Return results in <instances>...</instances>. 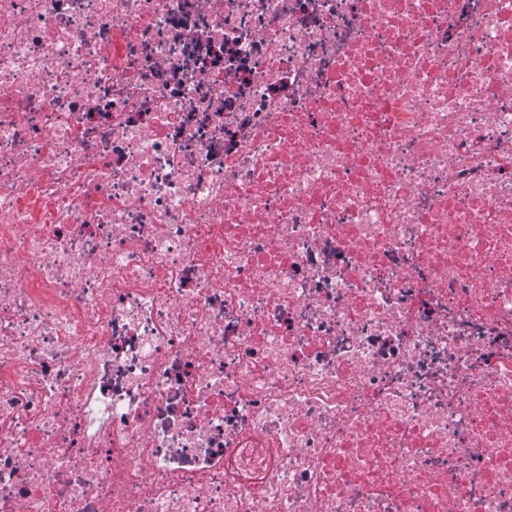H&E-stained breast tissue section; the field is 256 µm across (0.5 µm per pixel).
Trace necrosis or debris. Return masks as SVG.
Segmentation results:
<instances>
[{
    "label": "necrosis or debris",
    "mask_w": 512,
    "mask_h": 512,
    "mask_svg": "<svg viewBox=\"0 0 512 512\" xmlns=\"http://www.w3.org/2000/svg\"><path fill=\"white\" fill-rule=\"evenodd\" d=\"M0 512H512V0H0Z\"/></svg>",
    "instance_id": "necrosis-or-debris-1"
}]
</instances>
